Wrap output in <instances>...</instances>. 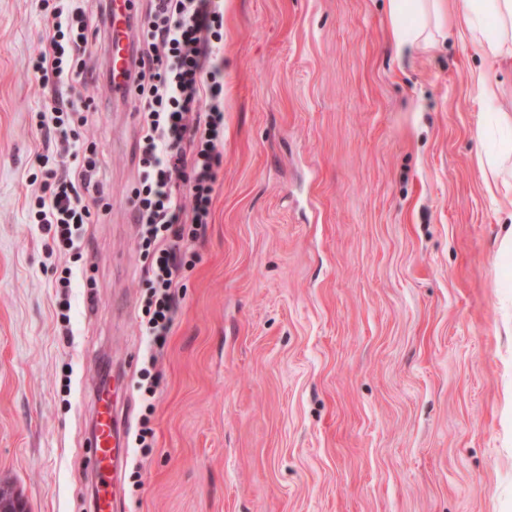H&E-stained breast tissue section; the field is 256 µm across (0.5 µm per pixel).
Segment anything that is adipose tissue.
Returning <instances> with one entry per match:
<instances>
[{
	"instance_id": "ef3b65f1",
	"label": "adipose tissue",
	"mask_w": 512,
	"mask_h": 512,
	"mask_svg": "<svg viewBox=\"0 0 512 512\" xmlns=\"http://www.w3.org/2000/svg\"><path fill=\"white\" fill-rule=\"evenodd\" d=\"M464 26L482 54L512 66V0H464ZM395 46L414 52L435 44L445 24L443 0H388ZM494 145L480 155L487 188L512 202V114L493 115Z\"/></svg>"
}]
</instances>
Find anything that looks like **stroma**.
Returning a JSON list of instances; mask_svg holds the SVG:
<instances>
[{
    "label": "stroma",
    "mask_w": 512,
    "mask_h": 512,
    "mask_svg": "<svg viewBox=\"0 0 512 512\" xmlns=\"http://www.w3.org/2000/svg\"><path fill=\"white\" fill-rule=\"evenodd\" d=\"M224 4L212 220L121 512H512V300L496 286L512 207L478 163L485 114L512 113V67L459 38L463 0H446L439 47L409 55L387 0ZM44 34L41 0H0V483L28 512H90L104 368L125 364L139 427V116L97 53L63 94L94 107L81 139L105 169L84 277L61 289L70 259L26 204L37 154L61 152L35 132L54 99L27 71Z\"/></svg>",
    "instance_id": "35a3bbf8"
}]
</instances>
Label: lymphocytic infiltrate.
I'll return each mask as SVG.
<instances>
[{"mask_svg": "<svg viewBox=\"0 0 512 512\" xmlns=\"http://www.w3.org/2000/svg\"><path fill=\"white\" fill-rule=\"evenodd\" d=\"M85 0H57L45 17L41 48L29 61L44 87L74 88L92 73ZM132 16L131 79L127 90L142 117L141 171L133 219L146 265L148 293L143 334L163 347L172 333L183 268L211 221L214 186L224 136V61L216 48L224 36L223 0H149ZM87 108L53 106L36 129L45 141L70 143L82 161L76 169L38 155L30 175L29 211L52 244L81 259L79 230L89 223L87 197L99 192L102 162L83 153L77 130Z\"/></svg>", "mask_w": 512, "mask_h": 512, "instance_id": "lymphocytic-infiltrate-1", "label": "lymphocytic infiltrate"}]
</instances>
